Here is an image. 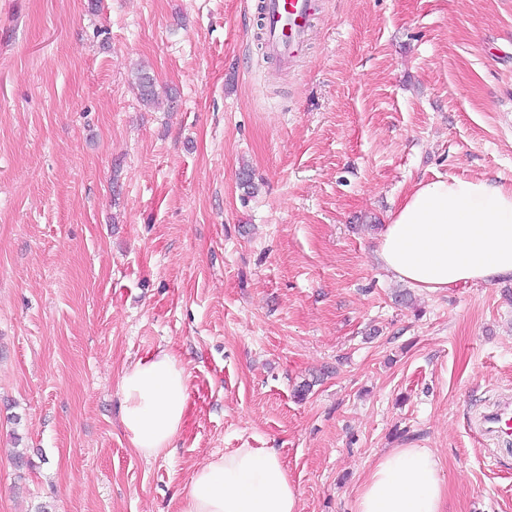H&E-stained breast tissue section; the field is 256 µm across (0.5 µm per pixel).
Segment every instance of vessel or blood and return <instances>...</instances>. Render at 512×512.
Listing matches in <instances>:
<instances>
[{
	"mask_svg": "<svg viewBox=\"0 0 512 512\" xmlns=\"http://www.w3.org/2000/svg\"><path fill=\"white\" fill-rule=\"evenodd\" d=\"M262 36L269 55L289 64L308 41L315 14V0H258ZM483 436L512 433V398H502L481 420Z\"/></svg>",
	"mask_w": 512,
	"mask_h": 512,
	"instance_id": "1",
	"label": "vessel or blood"
}]
</instances>
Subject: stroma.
I'll use <instances>...</instances> for the list:
<instances>
[{
  "label": "stroma",
  "instance_id": "stroma-1",
  "mask_svg": "<svg viewBox=\"0 0 512 512\" xmlns=\"http://www.w3.org/2000/svg\"><path fill=\"white\" fill-rule=\"evenodd\" d=\"M316 3L285 67L257 0H0V512H178L235 448L353 512L408 447L446 512H512V438L472 427L512 393V279L424 292L374 258L417 182L512 186V0ZM161 347L189 413L146 458L119 380Z\"/></svg>",
  "mask_w": 512,
  "mask_h": 512
}]
</instances>
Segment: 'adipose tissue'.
<instances>
[{"label": "adipose tissue", "instance_id": "obj_1", "mask_svg": "<svg viewBox=\"0 0 512 512\" xmlns=\"http://www.w3.org/2000/svg\"><path fill=\"white\" fill-rule=\"evenodd\" d=\"M375 255L394 278L436 292L512 277V187L477 177L418 183L393 212ZM189 375L160 348L126 367L120 422L146 456L170 450L188 410ZM429 448L383 454L360 485L355 512H444L447 488ZM179 512H300L296 487L278 454L236 448L198 466Z\"/></svg>", "mask_w": 512, "mask_h": 512}]
</instances>
